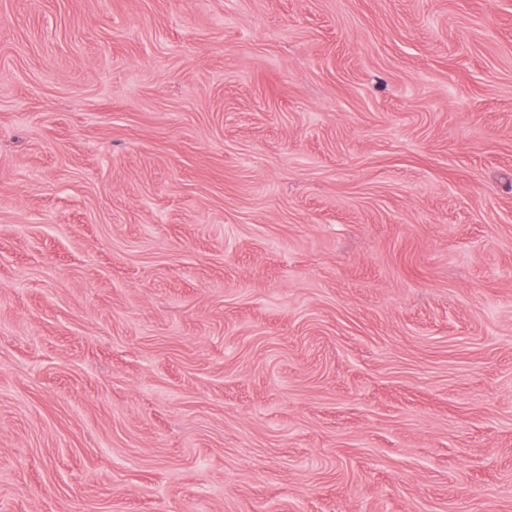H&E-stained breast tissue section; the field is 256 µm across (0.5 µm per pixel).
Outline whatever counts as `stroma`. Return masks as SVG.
Here are the masks:
<instances>
[{"mask_svg": "<svg viewBox=\"0 0 512 512\" xmlns=\"http://www.w3.org/2000/svg\"><path fill=\"white\" fill-rule=\"evenodd\" d=\"M0 512H512V0H0Z\"/></svg>", "mask_w": 512, "mask_h": 512, "instance_id": "stroma-1", "label": "stroma"}]
</instances>
